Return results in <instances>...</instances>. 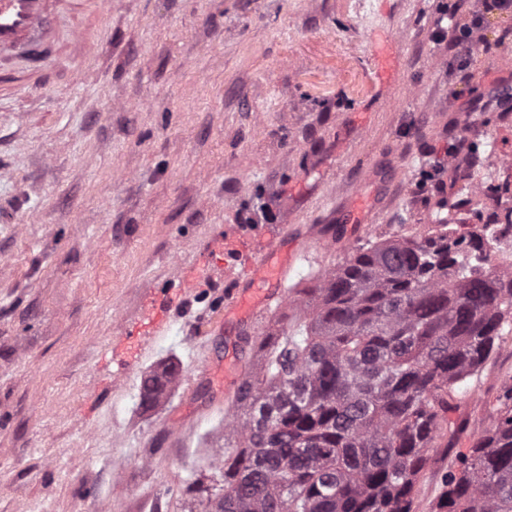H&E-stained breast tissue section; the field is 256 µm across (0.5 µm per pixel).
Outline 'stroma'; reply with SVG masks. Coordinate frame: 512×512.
I'll return each mask as SVG.
<instances>
[{"mask_svg":"<svg viewBox=\"0 0 512 512\" xmlns=\"http://www.w3.org/2000/svg\"><path fill=\"white\" fill-rule=\"evenodd\" d=\"M439 0H112L99 53L66 49L41 87L0 66V512H202L219 486L232 394L206 370L253 368L245 329L288 322L357 243L436 218L486 224L512 211L463 175L486 138L512 154V109L485 130L446 191L429 174L471 99L512 82V14L485 15L466 69L431 38ZM291 256L282 297L225 322L239 291L233 245ZM193 290L162 324L143 302L178 278ZM143 322L118 371L124 327ZM178 375L140 404L160 363ZM512 382V335L468 378L449 451L433 453L414 512Z\"/></svg>","mask_w":512,"mask_h":512,"instance_id":"obj_1","label":"stroma"}]
</instances>
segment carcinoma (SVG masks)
<instances>
[{
  "instance_id": "cac0c4a2",
  "label": "carcinoma",
  "mask_w": 512,
  "mask_h": 512,
  "mask_svg": "<svg viewBox=\"0 0 512 512\" xmlns=\"http://www.w3.org/2000/svg\"><path fill=\"white\" fill-rule=\"evenodd\" d=\"M485 239L484 224H437L368 241L296 290L289 327L247 337L259 364L231 404L207 512H413L431 453L461 428L465 381L512 333V272L471 264ZM175 377L148 374L142 406ZM489 409L438 512H512V383Z\"/></svg>"
}]
</instances>
